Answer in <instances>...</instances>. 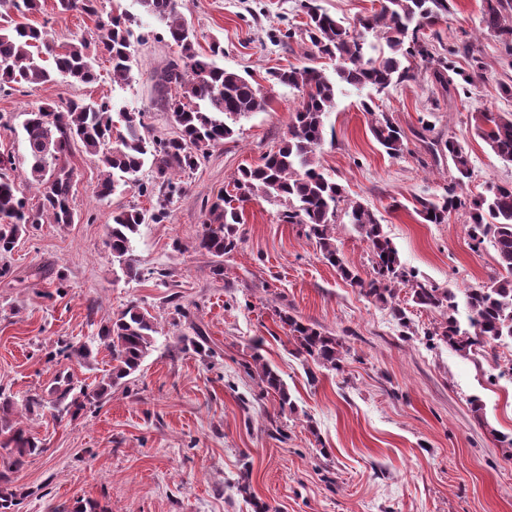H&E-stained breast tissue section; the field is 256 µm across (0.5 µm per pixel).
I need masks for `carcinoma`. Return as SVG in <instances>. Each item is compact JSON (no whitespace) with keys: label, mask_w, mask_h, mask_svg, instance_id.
Here are the masks:
<instances>
[{"label":"carcinoma","mask_w":512,"mask_h":512,"mask_svg":"<svg viewBox=\"0 0 512 512\" xmlns=\"http://www.w3.org/2000/svg\"><path fill=\"white\" fill-rule=\"evenodd\" d=\"M145 12L166 27V33L181 48L180 55L168 61L155 75L156 102L171 112L176 132L172 137L151 132L146 113H119L123 129L114 131L113 104L109 101L70 100L62 105L44 103L26 112L23 139L30 175L40 198L36 209L29 208L20 194L12 172L15 157L0 153V254L13 250L27 225L46 217L52 224L74 221L72 170L63 161L72 145L80 144L98 159L105 176L96 185L101 199L118 191L136 189L141 195L159 191L165 200L176 191L170 176L195 170L210 149L233 137L234 126L242 118L262 112L267 96L261 88L237 72L224 69V45L214 40L209 51L195 49L197 35L178 10L177 0H139ZM450 0H380V9L358 20L352 30L322 9L318 0H300L307 16V33L318 55L336 62V79L322 70L303 66L273 73L275 82L301 92L288 134L262 163L239 170L233 179L238 201L253 196L275 198L287 204L283 220L298 224L315 239L322 257L336 267L343 280L360 289L375 302L388 305L402 328L410 329L406 309L397 303L406 288L412 301L440 312L441 321L428 332L430 342L440 341L466 356L487 358L492 349L512 341V185H495L489 194L468 197L461 193L471 177L470 155L454 136H445L424 123L418 136L429 139L434 155L451 160L454 175L440 197L420 198L417 214L427 224H443L448 213L468 210L467 234L471 249L487 245L495 252L500 268L489 282L466 290L469 328L457 318L456 294L418 278L402 265L398 250L386 236L375 214L361 202H346L345 215L369 242L372 277L363 279L336 247L337 211L345 202L342 185L320 171L316 154L324 141L325 117L335 107L336 84L370 87L382 92L393 84L413 77L404 62L418 57L432 65V76L453 99L467 90L479 76L457 69L447 57H436L424 37V29L448 15ZM98 0H55L56 14L79 11L94 18V29L56 44L46 26L26 22L42 9L41 0H0V93L21 92L28 86L52 80L58 72L75 81L90 84L98 74L93 63L101 52L112 61V80L125 81L131 72V44L134 20L125 14H103ZM484 27L506 38L512 37V0H484ZM52 57L54 68L45 65L44 55ZM180 89L172 95L171 88ZM375 140L392 157L404 149L401 129L387 116L371 125ZM476 134L502 160L512 163V114L484 112ZM150 167L153 181L144 183L139 174ZM230 195L213 202L205 214L196 249L215 258L234 250L238 244V224L242 212L231 205ZM145 222V213L132 206L112 212L105 244L124 276L141 278L143 271L133 254V239ZM288 326L297 353L320 368L343 370L348 350L339 338L288 314H279ZM158 333L155 317L131 303L98 330V338L109 350L111 369L94 386L81 385L68 371L58 372L48 391L22 399L27 412L49 407L58 415H76L100 404L112 395V388L132 380L155 345ZM202 332L193 337L179 336L176 348L204 352ZM93 342L57 341L48 361L93 359ZM252 360L262 390L279 396L281 409L295 410L288 388L279 371L258 352ZM15 401L0 388V512H19L22 492L12 486L9 474L24 468L41 449L27 432L13 423Z\"/></svg>","instance_id":"obj_1"}]
</instances>
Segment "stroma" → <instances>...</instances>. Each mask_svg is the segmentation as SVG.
<instances>
[{
  "instance_id": "35a3bbf8",
  "label": "stroma",
  "mask_w": 512,
  "mask_h": 512,
  "mask_svg": "<svg viewBox=\"0 0 512 512\" xmlns=\"http://www.w3.org/2000/svg\"><path fill=\"white\" fill-rule=\"evenodd\" d=\"M31 24L47 25L56 42L93 29L73 12L57 15L42 0ZM197 48L224 44L221 66L250 74L268 97L265 111L242 120L235 135L213 148L175 194L168 215L147 221L134 255L147 275L127 279L105 246L113 211L155 210L157 200L135 190L100 199L102 169L81 146L73 169L70 224H40L0 255V388L21 397L48 389L58 369L96 384L111 357L99 348L91 366L54 363L47 354L60 339L86 341L130 302L155 317L154 350L130 383L77 418L46 408L21 425L41 454L13 476L28 490L21 512H54L57 505L93 500L104 512H254V501L277 512H512V457L498 442L512 434V380L497 378L496 359L465 357L430 346L438 312L416 306L409 291L399 301L413 327L402 336L389 310L344 281L300 226L284 223L281 202L256 197L243 205L241 240L224 257V273L195 248L206 207L228 189L239 168L276 149L300 102L296 89L276 83L273 70L309 63L299 0H178ZM106 12L134 17L128 81L116 83L106 58L99 78L79 84L58 75L23 93L0 95V153L16 159V183L27 198L36 188L24 160L26 111L45 102L108 100L115 110L147 111L152 130L173 133L169 112L154 103L153 75L178 55L163 27L139 0H100ZM482 0H453L446 20L427 28L435 53L473 45L482 70L466 93L448 99L429 64L413 59L412 78L379 92L339 86L327 133L317 152L321 170L349 200L372 209L399 251L402 264L436 287L464 292L496 275L491 248L472 250L464 210L442 224H426L418 198L442 194L453 168L433 163L417 136L422 124L452 132L464 143L473 174L464 192L486 193L512 183V164L475 133L480 113H512V53L484 29ZM292 38H283V31ZM388 116L404 134V150L388 156L372 136L375 118ZM179 295L188 317L169 302ZM300 316L338 336L350 354L343 372L297 355L279 311ZM201 328L207 354L174 352L177 337ZM280 371L294 400L284 414L246 372L254 351ZM479 401L482 416L471 403ZM247 479L250 497L237 489Z\"/></svg>"
}]
</instances>
